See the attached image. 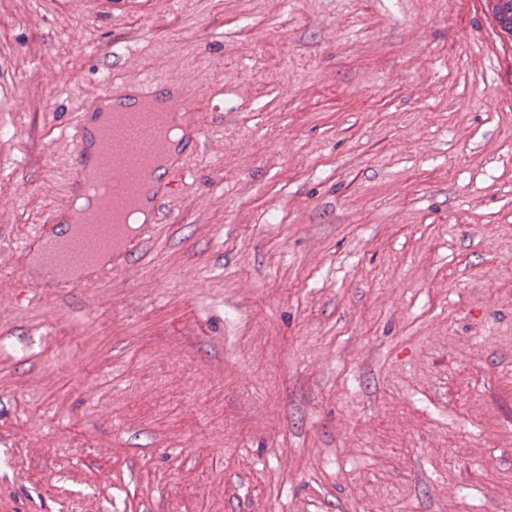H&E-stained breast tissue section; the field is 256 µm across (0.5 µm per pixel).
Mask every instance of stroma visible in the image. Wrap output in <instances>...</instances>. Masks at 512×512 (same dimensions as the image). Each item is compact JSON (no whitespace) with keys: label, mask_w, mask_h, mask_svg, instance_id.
<instances>
[{"label":"stroma","mask_w":512,"mask_h":512,"mask_svg":"<svg viewBox=\"0 0 512 512\" xmlns=\"http://www.w3.org/2000/svg\"><path fill=\"white\" fill-rule=\"evenodd\" d=\"M138 72L211 150L149 264L18 298ZM505 85L486 0H0V512H512Z\"/></svg>","instance_id":"1"}]
</instances>
